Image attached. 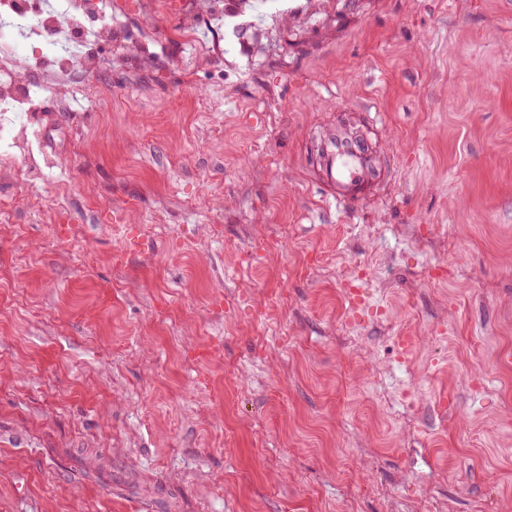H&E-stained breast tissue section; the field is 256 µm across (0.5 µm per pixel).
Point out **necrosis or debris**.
Instances as JSON below:
<instances>
[{
	"instance_id": "4bbe7bcc",
	"label": "necrosis or debris",
	"mask_w": 512,
	"mask_h": 512,
	"mask_svg": "<svg viewBox=\"0 0 512 512\" xmlns=\"http://www.w3.org/2000/svg\"><path fill=\"white\" fill-rule=\"evenodd\" d=\"M107 0H0V121L36 112L48 87L61 91L102 66L95 48L112 38Z\"/></svg>"
}]
</instances>
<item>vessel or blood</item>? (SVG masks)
Wrapping results in <instances>:
<instances>
[{
  "label": "vessel or blood",
  "mask_w": 512,
  "mask_h": 512,
  "mask_svg": "<svg viewBox=\"0 0 512 512\" xmlns=\"http://www.w3.org/2000/svg\"><path fill=\"white\" fill-rule=\"evenodd\" d=\"M345 127L331 129L323 138L321 154L324 182L333 199H359L363 186L377 177L371 153L348 147Z\"/></svg>",
  "instance_id": "b4317fda"
}]
</instances>
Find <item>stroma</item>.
Returning <instances> with one entry per match:
<instances>
[{
	"label": "stroma",
	"mask_w": 512,
	"mask_h": 512,
	"mask_svg": "<svg viewBox=\"0 0 512 512\" xmlns=\"http://www.w3.org/2000/svg\"><path fill=\"white\" fill-rule=\"evenodd\" d=\"M107 10L117 64L18 132L42 180L0 155V512H512V0H289L161 68L183 0ZM348 136L346 128L339 126L327 132L322 140L324 182L336 202L358 200L363 186L378 176L371 153L348 147Z\"/></svg>",
	"instance_id": "stroma-1"
}]
</instances>
